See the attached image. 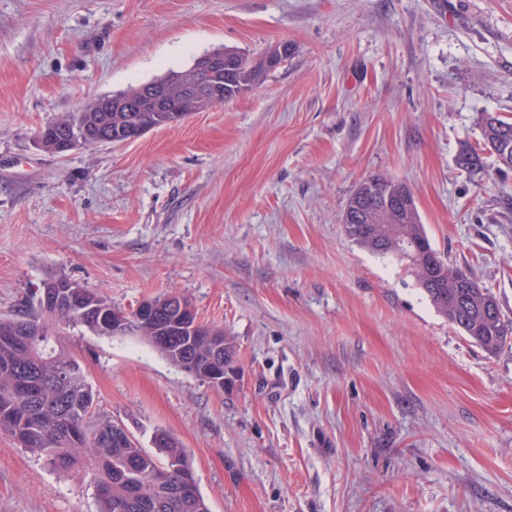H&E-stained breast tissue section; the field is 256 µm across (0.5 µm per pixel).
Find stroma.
I'll list each match as a JSON object with an SVG mask.
<instances>
[{"mask_svg":"<svg viewBox=\"0 0 512 512\" xmlns=\"http://www.w3.org/2000/svg\"><path fill=\"white\" fill-rule=\"evenodd\" d=\"M288 58L229 103L58 157L40 129L235 48ZM512 119V0H0V313L64 275L130 311L173 291L233 336L216 392L134 336L66 328L100 415L186 448L211 512H512V350L450 324L341 216L411 188L433 248L512 319V169L456 157ZM0 435V512H99ZM373 182H374L373 189L375 190L374 201H377L378 203H380L381 200L385 198L387 193L391 189H393L394 183H400L405 188L406 193L409 197L412 209L407 208V207L404 208L403 220L405 223L408 224V225H404V226L409 227L412 230V232L414 233L415 238L419 239L420 241H423L429 250L435 251V249L432 247V244H431V242L428 238V235L425 231L424 225L421 222L420 214L418 212V208H417L413 193H412L411 189L406 184H404L402 182L394 181L393 179L388 178L383 175H373V176L367 178L366 180H364L358 186V188L356 189L355 193L353 194V196L351 197V199L347 205V209L352 207V204L354 202H357L358 204H360V197H361L362 190L364 189L365 185H367L368 183H373Z\"/></svg>","mask_w":512,"mask_h":512,"instance_id":"35a3bbf8","label":"stroma"}]
</instances>
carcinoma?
<instances>
[{"label": "carcinoma", "instance_id": "obj_1", "mask_svg": "<svg viewBox=\"0 0 512 512\" xmlns=\"http://www.w3.org/2000/svg\"><path fill=\"white\" fill-rule=\"evenodd\" d=\"M226 53L237 57L231 77L204 75L199 89L209 92L219 79L228 102L241 90L261 84L269 69L263 56L254 59L230 49ZM102 101L99 97L42 129L38 133L42 149L53 154L58 143L76 137L78 132L90 138L118 137L136 120L159 128L180 123L173 112H100ZM481 135L484 148L490 152L502 146L512 148V120L499 117L495 124L483 123ZM482 149L463 148L457 156L458 166L468 172L483 170ZM369 183L377 202L394 186L393 179L373 175L358 186L350 202H360L361 192ZM406 193L411 207L404 208L403 220L415 238L430 249L413 193L409 188ZM387 254L415 269L422 290L450 323L465 318L468 338L486 353L494 355L512 346V321L504 318L490 289L473 278L467 287L453 288L457 268L446 263L436 271H426L416 262L413 249L402 242ZM70 283L66 277H50L34 292L28 310L0 317V434L45 459L59 473L76 472L80 465L89 469L101 512H210L200 490L188 494L180 491L191 464L176 436L167 434L161 463L134 440L112 441L111 419L91 421L95 394L84 367L61 343L59 328L82 327L94 335L111 337L116 306L101 292L82 285L71 288ZM169 297L168 293L156 297L155 307L142 322L137 320V311L127 313L120 335L139 337L175 366L187 358L196 360L200 367L208 366L212 338L224 342L225 359L235 357V343L224 330L197 321L184 297L175 295L174 305L167 302Z\"/></svg>", "mask_w": 512, "mask_h": 512}]
</instances>
